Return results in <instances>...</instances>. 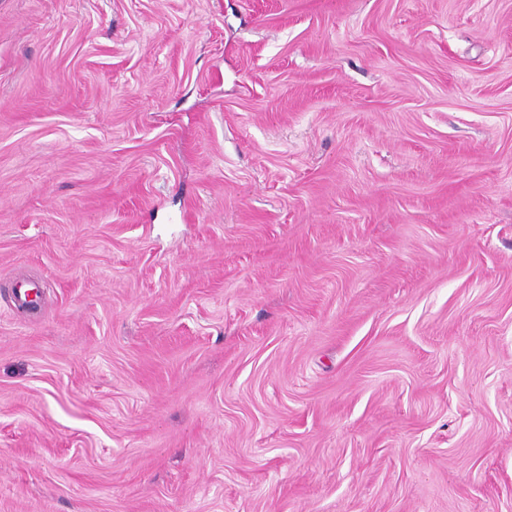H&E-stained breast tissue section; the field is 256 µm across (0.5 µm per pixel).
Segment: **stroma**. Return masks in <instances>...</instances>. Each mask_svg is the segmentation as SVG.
<instances>
[{
	"mask_svg": "<svg viewBox=\"0 0 512 512\" xmlns=\"http://www.w3.org/2000/svg\"><path fill=\"white\" fill-rule=\"evenodd\" d=\"M0 512H512V0H0Z\"/></svg>",
	"mask_w": 512,
	"mask_h": 512,
	"instance_id": "obj_1",
	"label": "stroma"
}]
</instances>
